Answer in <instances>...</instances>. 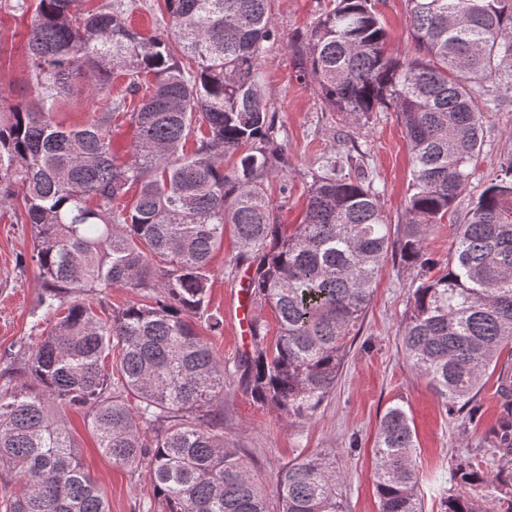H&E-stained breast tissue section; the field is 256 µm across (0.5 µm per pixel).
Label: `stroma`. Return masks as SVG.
<instances>
[{
  "label": "stroma",
  "mask_w": 512,
  "mask_h": 512,
  "mask_svg": "<svg viewBox=\"0 0 512 512\" xmlns=\"http://www.w3.org/2000/svg\"><path fill=\"white\" fill-rule=\"evenodd\" d=\"M9 2L0 0V88L11 106L32 96L24 57L31 15L11 10ZM125 3L128 21L136 31L146 37L165 33L169 16L163 0ZM328 6V0H271L279 38L268 43L257 74L288 155V184L272 182L270 192L285 198L279 211L281 223H300L312 172L332 160L347 173L372 179L389 220L395 223L404 210L411 178L408 145L395 113H372L362 126L332 111L314 94L312 83L300 79L302 61L290 48L291 43L305 39ZM375 7L388 32L389 53L400 59L415 56L407 0H376ZM479 90L497 95L498 101L494 110L483 115L484 142L475 179L457 198L450 222L435 225L426 240L428 257L440 264L448 257L455 224L464 223L503 156L512 153V94L503 91L494 76L486 78ZM32 236L30 225L15 219L11 209L0 207V370L14 364L41 332L39 271L32 265L23 270L17 265L19 258L31 255ZM236 252L234 237L225 235L210 262V309L224 318L222 335L211 342L217 354L229 361L250 347L237 330V307L242 280L251 271L235 266ZM420 274L419 268L400 257H388L338 383L311 420L289 423L275 409L254 403L236 381L225 380L224 436L243 450L251 472L265 488H273L289 460L326 453L336 458L346 512H378L374 443L382 417L395 405L404 408L415 428L414 459L423 512H441L437 477L447 478L452 493L471 495L469 486L452 478L460 458H475L489 471L500 469V462L487 449L502 410L495 378L486 379L469 410L452 417L427 378L405 358L401 336L410 286ZM65 416L79 457L105 492L110 512H144L153 500L144 470L113 465L97 450L82 413L69 408Z\"/></svg>",
  "instance_id": "stroma-1"
}]
</instances>
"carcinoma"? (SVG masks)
I'll use <instances>...</instances> for the list:
<instances>
[{
    "mask_svg": "<svg viewBox=\"0 0 512 512\" xmlns=\"http://www.w3.org/2000/svg\"><path fill=\"white\" fill-rule=\"evenodd\" d=\"M78 2L38 0L25 44L34 97L0 118V205L22 197L40 304L57 315L21 366L0 373V468L19 486L4 512H109L53 405L83 409L112 463L145 467L162 512H344L326 454L282 466L270 507L224 441V377L296 423L311 420L391 252L428 272L412 285L402 347L448 415L467 409L503 350L512 356V155L455 225L443 266L424 250L475 176L488 104L472 84L499 72L512 90V7L407 0L417 56L396 59L372 0H333L297 47L332 110L356 121L397 114L412 172L393 237L373 182L334 164L312 174L304 222L278 223L269 182L288 160L256 78L278 37L271 0H165L171 32L152 37L129 25L120 0L86 12ZM81 78L109 106L65 127L55 117ZM117 78L141 95L130 112L126 96L112 97ZM120 113L135 132L124 159L112 148ZM227 229L235 265L253 270L252 301L278 324L271 338L253 319L251 348L231 368L198 331L224 328L209 311V263ZM115 287L148 302L104 320L87 297ZM415 448L406 411L389 408L375 448L380 512H423ZM492 452L512 462V394ZM454 476L481 503L443 488V512H512V474L467 459Z\"/></svg>",
    "mask_w": 512,
    "mask_h": 512,
    "instance_id": "obj_1",
    "label": "carcinoma"
}]
</instances>
